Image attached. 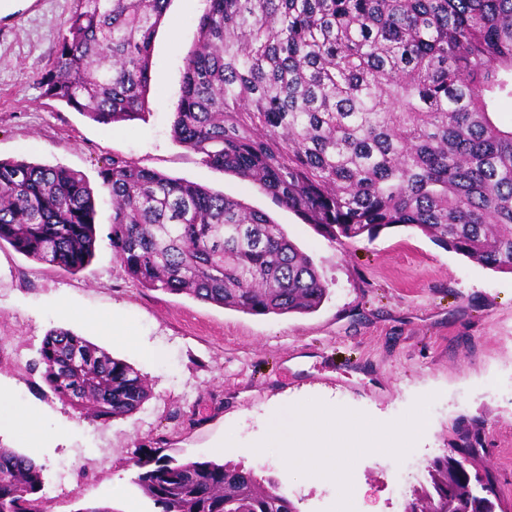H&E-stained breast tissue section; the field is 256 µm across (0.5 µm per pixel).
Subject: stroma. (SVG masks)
<instances>
[{"mask_svg": "<svg viewBox=\"0 0 512 512\" xmlns=\"http://www.w3.org/2000/svg\"><path fill=\"white\" fill-rule=\"evenodd\" d=\"M74 0H23L0 17V160L83 173L97 190L91 263L70 274L0 248V385L43 413L48 512H159L135 483L158 457L241 464L277 477L299 512H403L427 463L459 432L482 437L468 471L488 473L512 499V274L497 273L397 225L354 243L332 240L277 206L252 182L210 168L171 139L183 57L207 0H170L151 55L149 111L99 124L45 96L38 82ZM120 156L200 184L266 213L313 261L329 293L309 314L250 315L186 294L138 286L112 253L109 195L99 170ZM122 315L127 338L112 333ZM66 329L140 370L152 393L127 419L105 424L59 401L33 363L43 338ZM321 400L422 421L416 448L349 459L350 482L289 475L279 452L252 454L271 421ZM235 447L216 455L215 444Z\"/></svg>", "mask_w": 512, "mask_h": 512, "instance_id": "stroma-1", "label": "stroma"}]
</instances>
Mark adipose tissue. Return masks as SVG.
I'll list each match as a JSON object with an SVG mask.
<instances>
[{
  "label": "adipose tissue",
  "instance_id": "ef3b65f1",
  "mask_svg": "<svg viewBox=\"0 0 512 512\" xmlns=\"http://www.w3.org/2000/svg\"><path fill=\"white\" fill-rule=\"evenodd\" d=\"M422 423L385 427L367 413L348 414L327 402L296 408L287 418L273 421L264 447L279 449L289 469L312 472L322 480L346 485L349 474L341 467L347 451L360 449L374 456L387 450H407L424 433ZM10 433L32 448L44 442L38 411L14 404L0 386V434Z\"/></svg>",
  "mask_w": 512,
  "mask_h": 512
}]
</instances>
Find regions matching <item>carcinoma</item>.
<instances>
[{
  "label": "carcinoma",
  "instance_id": "cac0c4a2",
  "mask_svg": "<svg viewBox=\"0 0 512 512\" xmlns=\"http://www.w3.org/2000/svg\"><path fill=\"white\" fill-rule=\"evenodd\" d=\"M44 94L114 124L149 111L153 41L169 0H74ZM183 58L171 135L256 184L331 238L404 224L512 274V0H208ZM115 258L141 287L253 315L311 313L328 288L267 214L114 156ZM96 197L64 167L0 160V247L68 273L96 243ZM34 369L92 422L133 415L145 375L57 329ZM479 429L425 467L403 512H512L494 481L457 468ZM135 484L161 512H299L241 464L158 458ZM43 466L0 448V512H47Z\"/></svg>",
  "mask_w": 512,
  "mask_h": 512
}]
</instances>
